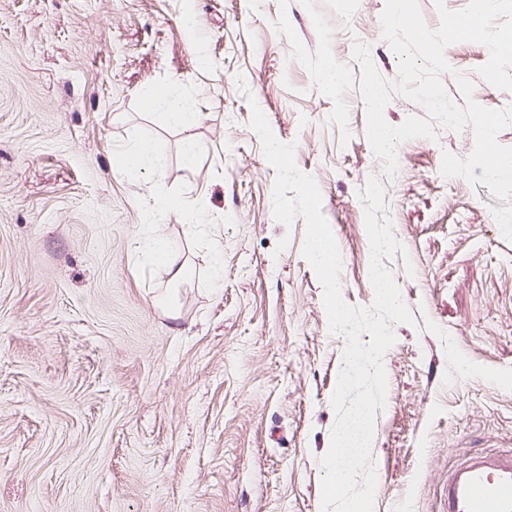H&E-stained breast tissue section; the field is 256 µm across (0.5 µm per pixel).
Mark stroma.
I'll return each mask as SVG.
<instances>
[{"mask_svg": "<svg viewBox=\"0 0 512 512\" xmlns=\"http://www.w3.org/2000/svg\"><path fill=\"white\" fill-rule=\"evenodd\" d=\"M384 6L0 0V512H323L345 341L303 255L304 217L273 215L251 107L319 185L344 300L371 306L358 191L382 164L353 50L396 78ZM445 58L454 101L460 72L480 105H512L477 72L486 46ZM159 84L201 112L191 133L144 106ZM436 133L400 144L382 181L406 250L386 266L415 322L394 325L383 359L373 512H445L449 468L512 451V243L501 200L440 171L443 153H471V128ZM147 143L160 170L113 168ZM165 195L183 215L162 211ZM156 224L191 272L175 288L148 262Z\"/></svg>", "mask_w": 512, "mask_h": 512, "instance_id": "1", "label": "stroma"}]
</instances>
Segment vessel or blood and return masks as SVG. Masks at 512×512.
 Here are the masks:
<instances>
[{
	"mask_svg": "<svg viewBox=\"0 0 512 512\" xmlns=\"http://www.w3.org/2000/svg\"><path fill=\"white\" fill-rule=\"evenodd\" d=\"M446 512H512V453L475 454L448 473Z\"/></svg>",
	"mask_w": 512,
	"mask_h": 512,
	"instance_id": "1",
	"label": "vessel or blood"
}]
</instances>
